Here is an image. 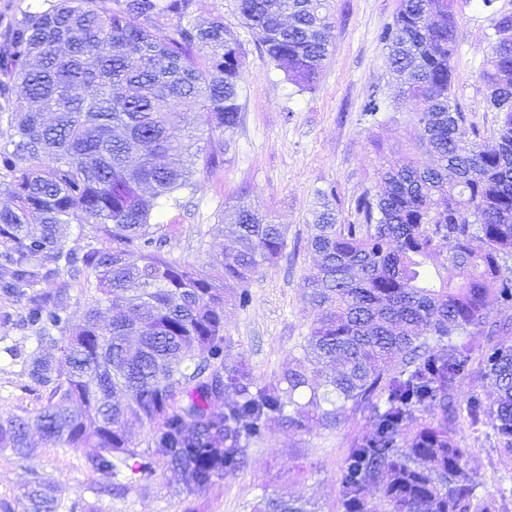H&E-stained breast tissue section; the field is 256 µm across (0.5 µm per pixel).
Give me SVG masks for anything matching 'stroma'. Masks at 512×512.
<instances>
[{"label":"stroma","mask_w":512,"mask_h":512,"mask_svg":"<svg viewBox=\"0 0 512 512\" xmlns=\"http://www.w3.org/2000/svg\"><path fill=\"white\" fill-rule=\"evenodd\" d=\"M336 16L329 56L315 89L298 92L282 68L260 53L252 31L242 26L232 0H195L199 22L223 16L240 44L243 59V121L234 132L214 134L212 146L221 162L198 176L193 192L178 193L158 215V234L170 258L200 273L224 242V226L238 201L261 215L287 225L290 248L278 263L258 269L250 286L251 301L224 308V364H247L259 380H267L300 354L299 344L312 314L302 300V279L313 263L307 252L291 247L307 235L317 190L335 187L344 215L354 200L375 181L380 141L392 160L413 159L414 130L404 122L411 106L397 97L398 80L386 63L382 29L396 15L400 0H331ZM492 32L488 12L470 7L456 27L454 92L470 122L484 132L497 126L486 90L479 79ZM382 97L393 119L373 124L362 109L371 95ZM247 196H240V188ZM0 412H32L44 399L29 387L12 349L29 352L32 332L21 322L23 303L0 294ZM368 430L362 414L326 428L308 421L290 428L286 415L267 423L264 437L249 444L244 465L208 491L188 495L179 476L161 475L152 487L128 484L124 492H97L95 478L82 466L81 451L60 448L33 434L35 447L27 459L0 456V502L11 512H26L24 494L32 475L61 487L81 512H255L261 498L277 494L309 501L313 512H336L340 466L352 441ZM454 440L470 448L469 464L478 471L486 492L496 499L497 512H512V457L500 452L490 427L458 425Z\"/></svg>","instance_id":"obj_1"}]
</instances>
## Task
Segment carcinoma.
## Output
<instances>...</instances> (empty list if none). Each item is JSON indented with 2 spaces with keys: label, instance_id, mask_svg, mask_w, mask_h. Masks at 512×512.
I'll return each mask as SVG.
<instances>
[{
  "label": "carcinoma",
  "instance_id": "carcinoma-1",
  "mask_svg": "<svg viewBox=\"0 0 512 512\" xmlns=\"http://www.w3.org/2000/svg\"><path fill=\"white\" fill-rule=\"evenodd\" d=\"M0 36V94L21 89L3 145L11 205L0 209L3 291L25 302L34 349L23 371L46 394L27 416L0 415V455L25 459L32 431L84 448L110 492L124 477L146 488L166 471L186 493L209 490L245 462L267 418L314 417L330 427L361 413L339 471L341 512H495L479 494L470 450L452 440L462 421L489 426L512 454V14H492L479 79L498 115L487 143L456 103V18L473 0H400L380 34L389 68L414 102V148L433 164L393 166L339 218L336 190L316 191L303 278L312 320L301 357L268 381L224 366V302L244 307L257 269L282 258L288 226L245 205L225 227L213 272L168 257L152 221L162 201L194 189L218 164L177 108L208 133L241 121L242 59L217 16L193 18L195 0H45ZM259 50L299 90L317 84L334 30L330 0H233ZM92 230L82 253L72 226ZM85 273L91 299L77 323L67 289L34 291ZM113 310L102 321L100 305ZM495 402L463 392L474 375ZM148 431V447L134 427ZM28 512H57L61 494L31 481ZM260 512H308L265 495Z\"/></svg>",
  "mask_w": 512,
  "mask_h": 512
}]
</instances>
